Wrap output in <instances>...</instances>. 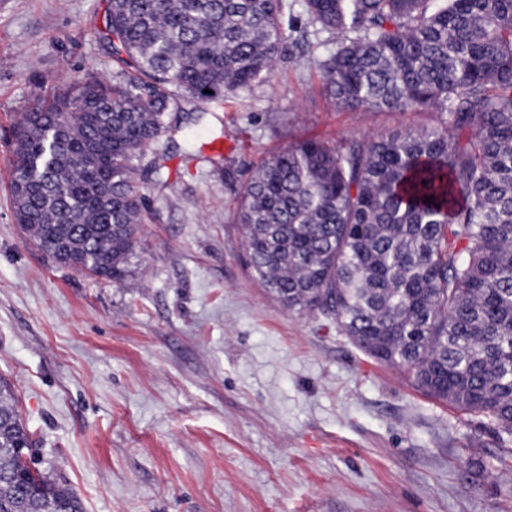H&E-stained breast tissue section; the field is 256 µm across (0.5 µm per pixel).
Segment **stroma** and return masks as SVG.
<instances>
[{
    "label": "stroma",
    "mask_w": 512,
    "mask_h": 512,
    "mask_svg": "<svg viewBox=\"0 0 512 512\" xmlns=\"http://www.w3.org/2000/svg\"><path fill=\"white\" fill-rule=\"evenodd\" d=\"M288 2L282 59L204 104L198 158L136 163L143 221L115 284L54 264L9 193L19 113L121 70L110 0H0V379L84 512H512V459L487 420L415 390L334 319L281 306L247 265L237 199L272 152L440 121L338 111Z\"/></svg>",
    "instance_id": "35a3bbf8"
}]
</instances>
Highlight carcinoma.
I'll use <instances>...</instances> for the list:
<instances>
[{
	"instance_id": "carcinoma-1",
	"label": "carcinoma",
	"mask_w": 512,
	"mask_h": 512,
	"mask_svg": "<svg viewBox=\"0 0 512 512\" xmlns=\"http://www.w3.org/2000/svg\"><path fill=\"white\" fill-rule=\"evenodd\" d=\"M284 0H111L110 83L87 76L12 131L17 223L55 263L122 283L144 207L134 162L175 92L223 99L267 79ZM302 41L345 112L429 111L432 128L290 144L240 193L248 263L299 314L336 320L426 396L488 420L512 455V0H304ZM433 197L432 202L426 198ZM31 436L0 380V512H84L23 465Z\"/></svg>"
}]
</instances>
